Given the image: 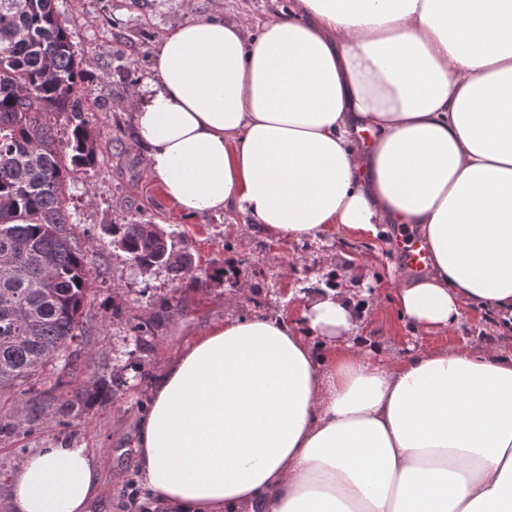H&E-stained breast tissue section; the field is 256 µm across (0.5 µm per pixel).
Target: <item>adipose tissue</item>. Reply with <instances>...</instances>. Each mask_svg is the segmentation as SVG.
Returning a JSON list of instances; mask_svg holds the SVG:
<instances>
[{"label":"adipose tissue","instance_id":"adipose-tissue-1","mask_svg":"<svg viewBox=\"0 0 512 512\" xmlns=\"http://www.w3.org/2000/svg\"><path fill=\"white\" fill-rule=\"evenodd\" d=\"M134 114L186 218L317 241L416 227L428 271L393 304L417 332L463 306L512 329V0H290L258 31L191 20ZM299 317L231 313L153 379L133 443L151 512H512V356L393 358L326 260ZM97 456L15 467L13 512H95Z\"/></svg>","mask_w":512,"mask_h":512}]
</instances>
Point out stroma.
<instances>
[{
  "label": "stroma",
  "mask_w": 512,
  "mask_h": 512,
  "mask_svg": "<svg viewBox=\"0 0 512 512\" xmlns=\"http://www.w3.org/2000/svg\"><path fill=\"white\" fill-rule=\"evenodd\" d=\"M289 0H55L71 41L84 60L83 88L93 101L84 116L100 145V164L77 170L65 207L78 222L75 237L91 240L84 332L31 378L41 391L35 416L24 415L19 389L0 390V512H12L14 464L44 448L70 446L97 452L99 512H149L131 443L148 408L153 377L183 346L223 320L225 303L238 296L239 316L282 312L286 293L321 278L324 257L347 272L352 297L366 305V330L396 357L409 351L480 348L512 355V333L500 332L489 311L465 308L459 323L431 333L392 326V300L401 280L395 252L359 231L329 232L321 241L232 235L233 212L184 219L151 179L133 134L136 90L152 75L154 50L193 18L255 23L287 13ZM172 233L194 265L215 280L188 287L165 270L142 273L114 247L113 225L130 220ZM100 384L102 394L83 400ZM75 406L68 415L60 402Z\"/></svg>",
  "instance_id": "35a3bbf8"
}]
</instances>
